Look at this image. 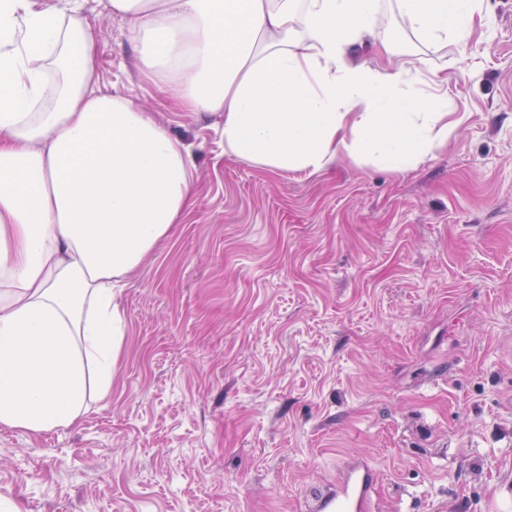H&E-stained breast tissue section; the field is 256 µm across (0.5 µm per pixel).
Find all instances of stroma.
Here are the masks:
<instances>
[{"label":"stroma","instance_id":"stroma-1","mask_svg":"<svg viewBox=\"0 0 512 512\" xmlns=\"http://www.w3.org/2000/svg\"><path fill=\"white\" fill-rule=\"evenodd\" d=\"M381 8L460 124L413 169L309 176L225 155L223 117L171 111L84 0L101 86L189 149L196 203L119 290L109 393L75 427H0L20 512H303L359 454L373 512L512 507V0L427 45Z\"/></svg>","mask_w":512,"mask_h":512}]
</instances>
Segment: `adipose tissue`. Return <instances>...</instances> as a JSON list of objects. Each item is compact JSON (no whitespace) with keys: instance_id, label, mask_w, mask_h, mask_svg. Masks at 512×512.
Listing matches in <instances>:
<instances>
[{"instance_id":"obj_1","label":"adipose tissue","mask_w":512,"mask_h":512,"mask_svg":"<svg viewBox=\"0 0 512 512\" xmlns=\"http://www.w3.org/2000/svg\"><path fill=\"white\" fill-rule=\"evenodd\" d=\"M140 73L182 112L224 119V152L316 175L339 156L406 171L447 147V95L424 97L393 45L355 51L379 0H107ZM424 42L465 41L486 0H396ZM80 0H0V425H78L124 339L115 289L193 204L194 161L129 98L101 89Z\"/></svg>"}]
</instances>
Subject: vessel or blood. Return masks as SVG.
Here are the masks:
<instances>
[{"mask_svg":"<svg viewBox=\"0 0 512 512\" xmlns=\"http://www.w3.org/2000/svg\"><path fill=\"white\" fill-rule=\"evenodd\" d=\"M377 476L365 457L347 458L335 485L317 495L311 512H372Z\"/></svg>","mask_w":512,"mask_h":512,"instance_id":"obj_1","label":"vessel or blood"}]
</instances>
